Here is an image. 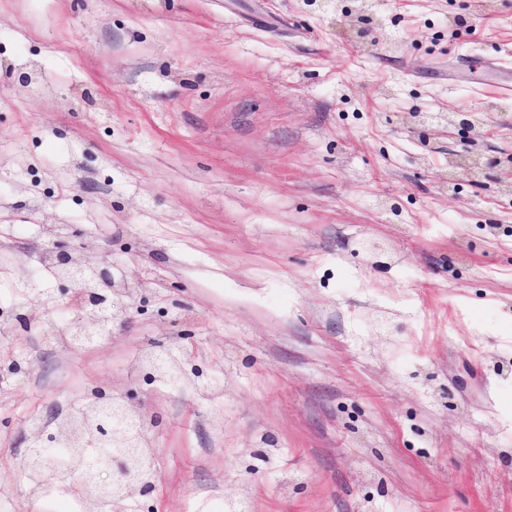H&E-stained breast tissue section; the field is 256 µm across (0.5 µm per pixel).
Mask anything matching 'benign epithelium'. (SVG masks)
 <instances>
[{
	"instance_id": "1",
	"label": "benign epithelium",
	"mask_w": 512,
	"mask_h": 512,
	"mask_svg": "<svg viewBox=\"0 0 512 512\" xmlns=\"http://www.w3.org/2000/svg\"><path fill=\"white\" fill-rule=\"evenodd\" d=\"M357 36L363 41L375 45L378 43L373 18L362 15L358 18ZM438 125L454 126L461 131H470L479 126L473 116L467 112H456L443 117ZM64 226L61 224L41 225L43 247L40 257L51 263L55 280L60 284L56 304L67 306L72 312L70 328L88 335L99 332L95 345L99 346L114 337V332L129 328L134 305V293L129 279L133 272L118 274L112 268V262L100 252L98 245L86 240L71 247L63 239ZM47 303L37 301L24 291L18 294L11 309L0 316L12 328L23 324L28 328L33 324L46 322L43 310ZM179 347L184 353L179 369L187 383L175 381L167 391L171 395L182 394L188 384L197 389L212 378L211 365L197 360L194 352L195 336L184 329L178 334ZM32 371L29 361L16 359L0 361V381L20 380ZM158 390L153 366L141 359L136 368V378L119 392L109 384H99L87 389L92 403L81 413V417L93 414L99 420L102 433H110L108 421L100 418L105 410L116 408L127 420L136 422L145 418L144 397ZM80 417L54 413L50 420L28 426V448L23 461L30 462L35 456L43 460V481L56 477L55 458L50 452L66 444L72 434V428L78 425ZM131 451L109 454L97 466L101 478L93 487V493L84 497L85 512H99L103 503L112 505V512H124L125 504L133 498H144L155 492L157 479L143 481L139 478V468L133 463Z\"/></svg>"
}]
</instances>
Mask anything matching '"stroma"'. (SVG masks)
Here are the masks:
<instances>
[{
    "label": "stroma",
    "mask_w": 512,
    "mask_h": 512,
    "mask_svg": "<svg viewBox=\"0 0 512 512\" xmlns=\"http://www.w3.org/2000/svg\"><path fill=\"white\" fill-rule=\"evenodd\" d=\"M368 4L376 47L356 0H0V311L55 296L44 224L150 292L96 349L0 330L36 366L0 385V512H80L31 496L30 418L187 325L217 371L147 400L130 512H512V0ZM403 112L478 115L495 168L455 173L464 138Z\"/></svg>",
    "instance_id": "35a3bbf8"
}]
</instances>
